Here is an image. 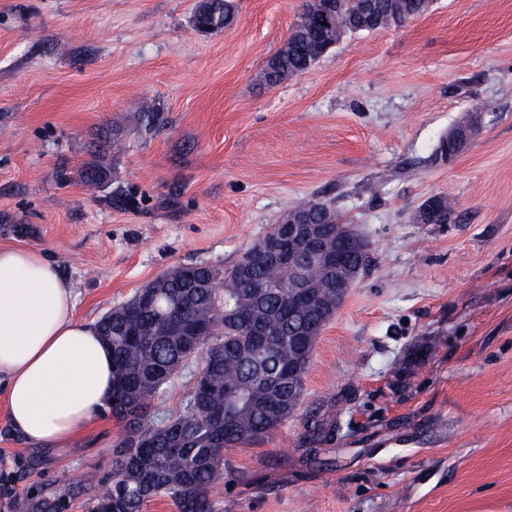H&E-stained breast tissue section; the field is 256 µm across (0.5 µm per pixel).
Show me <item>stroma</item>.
<instances>
[{"mask_svg": "<svg viewBox=\"0 0 512 512\" xmlns=\"http://www.w3.org/2000/svg\"><path fill=\"white\" fill-rule=\"evenodd\" d=\"M235 3L202 35L196 0H0V245L42 249L92 325L175 267L232 266L293 203L332 201L373 264L318 337L294 416L225 451L211 498L220 512H512V0H435L275 87L261 70L304 0ZM483 103L480 136L437 158ZM141 106L166 126L141 135ZM114 125L129 148L89 187ZM438 194L462 221L417 223ZM328 411L333 443L304 448ZM5 418L0 512H89L122 423L106 412L41 448Z\"/></svg>", "mask_w": 512, "mask_h": 512, "instance_id": "35a3bbf8", "label": "stroma"}]
</instances>
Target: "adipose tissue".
Wrapping results in <instances>:
<instances>
[{"instance_id": "ef3b65f1", "label": "adipose tissue", "mask_w": 512, "mask_h": 512, "mask_svg": "<svg viewBox=\"0 0 512 512\" xmlns=\"http://www.w3.org/2000/svg\"><path fill=\"white\" fill-rule=\"evenodd\" d=\"M75 307L42 250L0 247V399L27 441L75 443L112 398V352Z\"/></svg>"}]
</instances>
